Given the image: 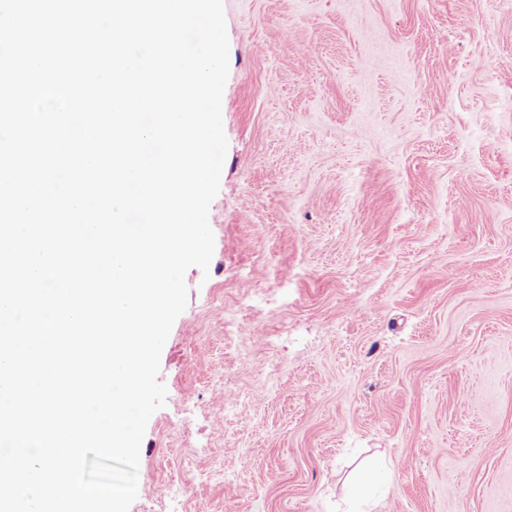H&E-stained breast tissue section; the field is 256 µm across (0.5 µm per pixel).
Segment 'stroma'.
Segmentation results:
<instances>
[{"label": "stroma", "instance_id": "35a3bbf8", "mask_svg": "<svg viewBox=\"0 0 512 512\" xmlns=\"http://www.w3.org/2000/svg\"><path fill=\"white\" fill-rule=\"evenodd\" d=\"M224 14L214 253L129 512H343L382 465L374 512H512V0Z\"/></svg>", "mask_w": 512, "mask_h": 512}]
</instances>
